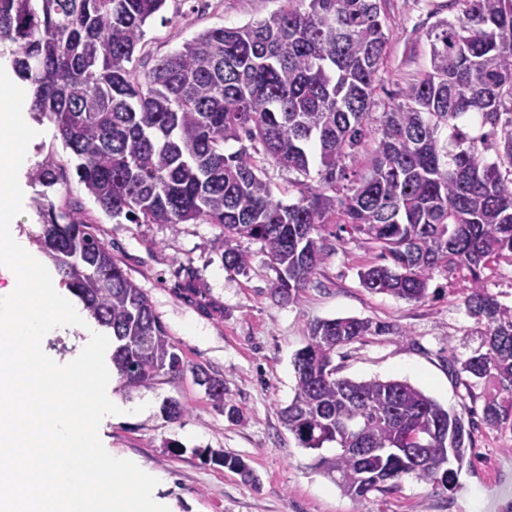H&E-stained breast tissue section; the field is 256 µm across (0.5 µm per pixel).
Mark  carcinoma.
Instances as JSON below:
<instances>
[{
  "mask_svg": "<svg viewBox=\"0 0 512 512\" xmlns=\"http://www.w3.org/2000/svg\"><path fill=\"white\" fill-rule=\"evenodd\" d=\"M166 2L0 0V41L13 45L14 74L33 89L34 117L53 123L73 157L38 165L31 179L67 190L75 175L108 216L131 224H218L230 270L248 267L242 239L259 242L273 293L288 303L300 301L329 252V224L366 236L378 252L379 262L358 272L372 292L421 302L436 274L462 276L483 341L455 359L453 372L470 387L492 382L483 419L512 426V307L482 277L494 263L512 264V0H449L456 13L426 34L428 70L380 112L390 33L382 0H284L271 18L199 33L142 72L144 27ZM474 120L480 133L471 135ZM370 138L365 177L348 164ZM230 140L240 143L233 152ZM268 164L290 174L294 201L274 196ZM42 218L35 242L112 335L125 386L189 370L226 407L224 381L188 368L77 205L66 197ZM392 331L367 318L312 323L293 359L294 397L281 410L300 447L336 448L316 468L338 473L353 499L395 487L363 480L368 469L447 490L474 445L473 419L411 384L336 376L339 348ZM206 457L256 480L239 456Z\"/></svg>",
  "mask_w": 512,
  "mask_h": 512,
  "instance_id": "1",
  "label": "carcinoma"
}]
</instances>
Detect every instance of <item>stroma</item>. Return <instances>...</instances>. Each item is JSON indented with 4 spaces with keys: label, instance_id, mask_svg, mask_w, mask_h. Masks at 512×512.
Segmentation results:
<instances>
[{
    "label": "stroma",
    "instance_id": "35a3bbf8",
    "mask_svg": "<svg viewBox=\"0 0 512 512\" xmlns=\"http://www.w3.org/2000/svg\"><path fill=\"white\" fill-rule=\"evenodd\" d=\"M281 0H168L162 18L145 27L141 68L181 48L209 28L238 27L273 16ZM390 28L378 102L398 98L401 90L429 67L426 33L448 16L446 0H384ZM24 213L13 234L32 255L41 231L40 208L60 202L56 190H43L20 172ZM72 197L93 224L113 258L151 301L156 314L186 361L219 376L226 405L218 407L196 384L191 372L160 378L147 387L124 388L111 378L107 393L122 403H146L142 413L102 421L105 449L134 461L162 479L157 488L169 512H506L512 505V430L483 424V395L490 383L466 388L450 368L452 357L480 348V324L463 304L462 285L435 276L425 302L410 303L361 287V267L377 253L363 236L337 235L328 228L332 249L301 300L288 304L270 290L274 274L260 243L242 240L249 255L246 273L225 269L217 249L223 230L216 224H119L87 193L72 184ZM194 281L200 295L184 284ZM369 318L397 326L384 336H369L337 350L338 374L354 380H403L445 407L467 410L478 418L470 462L446 490L406 476L386 492L355 500L315 468L318 452L300 447L281 420L296 384L295 353L305 346L308 328L319 319ZM89 340L82 327H60L45 336V353L66 364ZM185 408L176 420L164 417V400ZM240 409L230 419L228 406ZM243 457L258 476L243 481L206 459L205 449Z\"/></svg>",
    "mask_w": 512,
    "mask_h": 512
}]
</instances>
